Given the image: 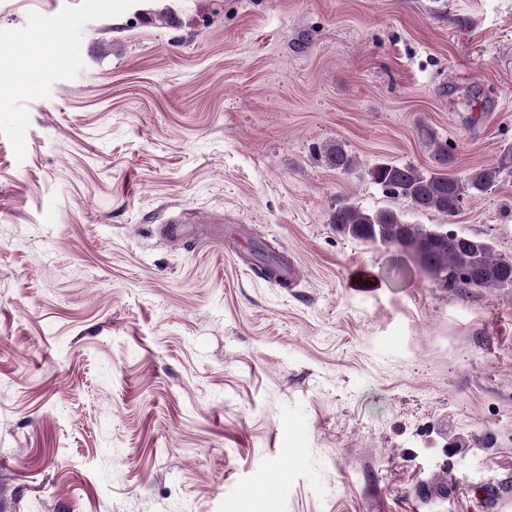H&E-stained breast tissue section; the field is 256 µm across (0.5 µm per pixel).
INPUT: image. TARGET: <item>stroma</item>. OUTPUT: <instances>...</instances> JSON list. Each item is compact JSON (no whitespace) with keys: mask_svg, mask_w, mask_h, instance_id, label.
<instances>
[{"mask_svg":"<svg viewBox=\"0 0 512 512\" xmlns=\"http://www.w3.org/2000/svg\"><path fill=\"white\" fill-rule=\"evenodd\" d=\"M428 133L457 177L512 145V0H0V512H499L512 290L394 280L330 222L512 258V174L448 220L369 179L432 168ZM183 210L212 241L161 235ZM238 224L298 282L232 258ZM320 154L325 164L332 169L347 172L355 166L353 156L339 142L326 143Z\"/></svg>","mask_w":512,"mask_h":512,"instance_id":"35a3bbf8","label":"stroma"}]
</instances>
